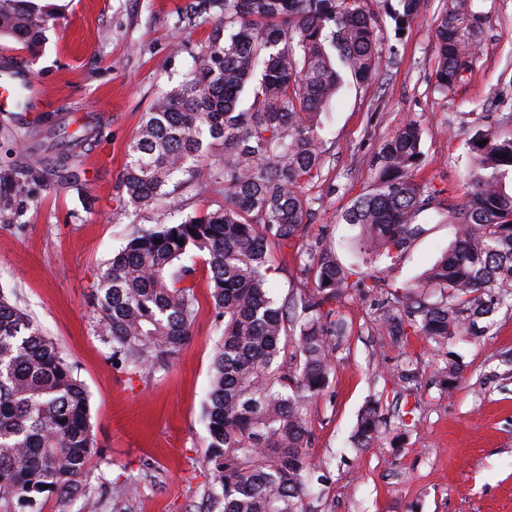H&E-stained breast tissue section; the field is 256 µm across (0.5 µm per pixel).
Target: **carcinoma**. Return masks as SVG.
Masks as SVG:
<instances>
[{
	"mask_svg": "<svg viewBox=\"0 0 512 512\" xmlns=\"http://www.w3.org/2000/svg\"><path fill=\"white\" fill-rule=\"evenodd\" d=\"M398 2L394 19L402 25L416 16L419 0ZM199 11L215 12L218 24L192 75L142 113L121 186L133 205L162 208L200 177L199 159L210 155L216 163L198 187L215 186L223 202L129 239L97 282V324L112 358L130 372L168 367L196 317L195 289L186 285L191 270L182 260L205 254L221 336L203 413L207 498L213 512H305L314 468L302 403L327 385L331 339L342 335L325 306L359 282L350 281L355 269L322 249L300 258L313 288L279 302L267 288V248L304 231L306 187L323 166L320 116L344 79L359 85L379 71L376 19L364 0H201ZM52 20L34 0H0V37L29 46ZM482 20L475 0H443L440 93L464 81L477 49L466 32ZM471 142V191L463 203H449L442 191L414 181L421 129L403 121L373 158L374 187L341 215L358 227L371 262L402 254L420 234L425 211L457 225L454 242L421 284L436 300L408 286L387 293L381 322L391 336H480L482 319L512 307V136L478 128ZM40 177L17 165L3 183ZM379 426L377 407H367L354 447H368ZM92 446L84 384L24 309L0 292V499L16 497L34 510L46 495L75 494Z\"/></svg>",
	"mask_w": 512,
	"mask_h": 512,
	"instance_id": "cac0c4a2",
	"label": "carcinoma"
}]
</instances>
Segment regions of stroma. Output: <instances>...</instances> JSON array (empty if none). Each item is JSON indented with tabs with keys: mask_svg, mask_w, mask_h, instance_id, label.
<instances>
[{
	"mask_svg": "<svg viewBox=\"0 0 512 512\" xmlns=\"http://www.w3.org/2000/svg\"><path fill=\"white\" fill-rule=\"evenodd\" d=\"M188 2L40 0L55 20L37 48L0 39L47 91L37 111H0V172L19 162L51 166L60 131L88 135L65 171L8 192L10 220L0 222V289L55 343L90 399L94 450L79 492L69 502L48 497L42 512L207 509L203 408L218 336L204 255L184 258L195 270L198 310L167 368L133 375L112 363L93 319L98 277L129 238L220 200L193 187L167 209L146 212L120 189L142 112L195 68L217 24L178 26ZM441 3L420 0L418 16L399 28L385 0H368L382 66L368 83L343 84L326 107L327 154L307 190V227L291 246L268 247L269 286L280 300L311 287L299 257L318 247L362 272L360 291L334 304L347 332L332 339L329 384L304 404L307 452L321 477L306 493L305 512H512V308H498L478 337L438 343L388 335L380 304L390 284L420 283L456 227L431 220L401 257L366 265L357 228L340 219L371 189L372 159L404 120L422 132L417 181L454 204L470 191L472 129L512 136V0H477L486 16L481 49L465 82L446 95L434 88ZM453 359L461 379L450 391L441 370ZM372 403L380 428L360 451L353 434ZM128 481L135 493L115 498L112 488Z\"/></svg>",
	"mask_w": 512,
	"mask_h": 512,
	"instance_id": "1",
	"label": "stroma"
}]
</instances>
